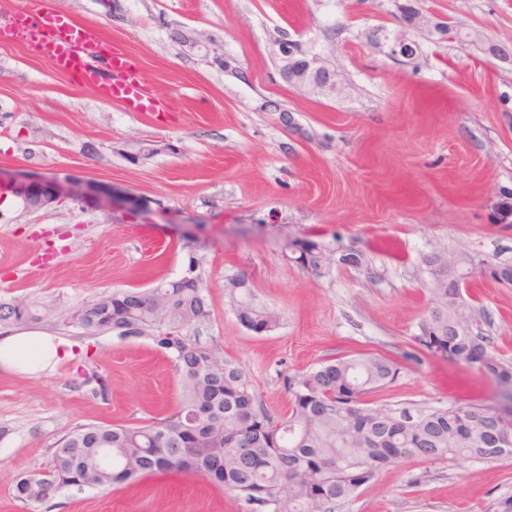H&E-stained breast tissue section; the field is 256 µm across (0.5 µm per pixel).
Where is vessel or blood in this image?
<instances>
[{
  "label": "vessel or blood",
  "instance_id": "1",
  "mask_svg": "<svg viewBox=\"0 0 512 512\" xmlns=\"http://www.w3.org/2000/svg\"><path fill=\"white\" fill-rule=\"evenodd\" d=\"M0 42L48 58L58 71L93 89L100 100L119 103L126 111L171 109L155 98L137 58L106 39L96 24L75 20L62 6L14 14L9 25L0 27Z\"/></svg>",
  "mask_w": 512,
  "mask_h": 512
}]
</instances>
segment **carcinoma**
Returning a JSON list of instances; mask_svg holds the SVG:
<instances>
[{"label":"carcinoma","mask_w":512,"mask_h":512,"mask_svg":"<svg viewBox=\"0 0 512 512\" xmlns=\"http://www.w3.org/2000/svg\"><path fill=\"white\" fill-rule=\"evenodd\" d=\"M288 260L312 271L325 253L314 242L288 244ZM338 262L355 269L365 255L343 251ZM431 276L430 310L413 336L408 361L429 354L474 369L499 388H512V363L488 351L484 309L469 302L463 284L483 276L512 285V264L476 267L473 258L437 252L425 259ZM225 287L237 318L249 329L270 330L278 317L254 303L243 277ZM5 327L59 318L51 302H0ZM211 315L199 279L179 288L115 289L67 310L66 323L123 338L151 337L168 351L180 376L177 410L141 427L85 425L55 448L49 467L15 482L21 501L42 503L67 489L133 485L158 474H201L235 496L246 512H336L377 473L399 460L464 456L512 460V411L498 404L392 409L366 396L391 385L399 364L364 352L330 360L299 377L285 378L289 417L275 421L263 408L246 368L188 338L187 330ZM112 451V471L98 469L100 450Z\"/></svg>","instance_id":"obj_1"}]
</instances>
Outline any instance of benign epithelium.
Wrapping results in <instances>:
<instances>
[{"mask_svg":"<svg viewBox=\"0 0 512 512\" xmlns=\"http://www.w3.org/2000/svg\"><path fill=\"white\" fill-rule=\"evenodd\" d=\"M371 38L378 43H388L393 56L411 59L417 54L418 45L406 38L392 39L377 28L371 31ZM277 46L278 72L285 82L321 94L336 92V74L323 64L319 56L307 53L299 41L288 37L278 40ZM1 187L21 197L31 210L43 209L58 197L55 184L31 174H17L6 182L0 178Z\"/></svg>","mask_w":512,"mask_h":512,"instance_id":"7a95c632","label":"benign epithelium"}]
</instances>
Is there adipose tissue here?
I'll return each mask as SVG.
<instances>
[{
    "instance_id": "ef3b65f1",
    "label": "adipose tissue",
    "mask_w": 512,
    "mask_h": 512,
    "mask_svg": "<svg viewBox=\"0 0 512 512\" xmlns=\"http://www.w3.org/2000/svg\"><path fill=\"white\" fill-rule=\"evenodd\" d=\"M59 350L51 336L38 331L0 334V368L36 373L57 363Z\"/></svg>"
}]
</instances>
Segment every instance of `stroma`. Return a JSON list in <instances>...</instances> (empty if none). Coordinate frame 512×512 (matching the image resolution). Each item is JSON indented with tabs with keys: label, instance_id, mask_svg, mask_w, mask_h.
<instances>
[{
	"label": "stroma",
	"instance_id": "stroma-1",
	"mask_svg": "<svg viewBox=\"0 0 512 512\" xmlns=\"http://www.w3.org/2000/svg\"><path fill=\"white\" fill-rule=\"evenodd\" d=\"M67 8L141 62L169 116L127 112L0 42V173L117 187L29 211L0 203V300L88 302L115 288L180 276L189 226L212 316L190 339L247 369L265 410L291 411L285 377L375 351L400 364L375 404H490L478 372L428 355L406 361L429 307L426 256L465 253L512 264V64L435 34L443 21L512 48V0H417L410 27L394 0H12ZM384 27L419 45L394 57L369 38ZM321 56L338 90L282 81L283 36ZM292 113L284 128L278 112ZM319 245L320 271L286 257L289 241ZM367 266H343V250ZM246 276L279 317L261 334L240 324L224 284ZM492 353L512 361V286L477 278ZM63 342L51 370L0 369V512H241L201 475H159L118 489L15 498L18 477L45 469L57 444L88 424L142 426L170 415L179 376L148 337L123 339L54 320ZM512 461H401L336 512H503Z\"/></svg>",
	"mask_w": 512,
	"mask_h": 512
}]
</instances>
